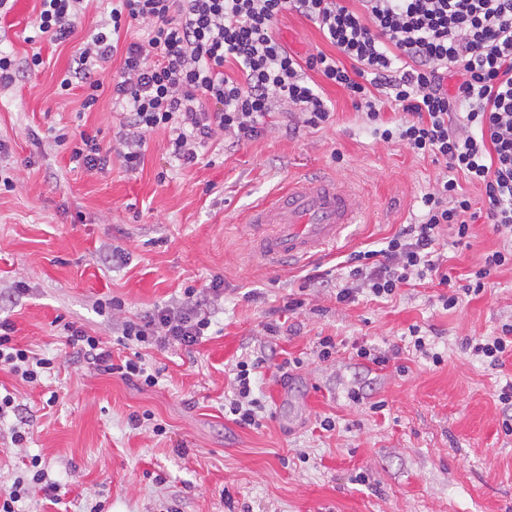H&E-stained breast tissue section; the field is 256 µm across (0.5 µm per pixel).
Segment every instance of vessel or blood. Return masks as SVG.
<instances>
[{
    "label": "vessel or blood",
    "mask_w": 512,
    "mask_h": 512,
    "mask_svg": "<svg viewBox=\"0 0 512 512\" xmlns=\"http://www.w3.org/2000/svg\"><path fill=\"white\" fill-rule=\"evenodd\" d=\"M358 217L356 198L344 185L304 178L257 206L249 222L257 252L276 265L335 245Z\"/></svg>",
    "instance_id": "vessel-or-blood-1"
}]
</instances>
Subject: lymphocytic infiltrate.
Masks as SVG:
<instances>
[{
    "label": "lymphocytic infiltrate",
    "instance_id": "f902f5d3",
    "mask_svg": "<svg viewBox=\"0 0 512 512\" xmlns=\"http://www.w3.org/2000/svg\"><path fill=\"white\" fill-rule=\"evenodd\" d=\"M39 2V37L69 39L84 0ZM286 11L313 21L336 54L301 59L290 53L276 35ZM136 23L146 24V36L121 44ZM120 48L123 64L111 83L124 120L111 155L97 136L80 132L71 161L86 171L104 168L113 156L136 170L148 135L161 128L175 132L172 155L193 164L216 135L235 144L261 137L279 101L299 110L305 126L322 127L332 117L320 88L325 81L365 109L381 140L402 141L444 161L450 172L423 195L422 222L406 225L386 248L363 252L369 267L350 270L372 296L391 297L411 280L433 275L450 284L440 270L441 232L454 227L458 242H465L472 208L457 175L483 188L494 232L512 238V0H112L109 23L94 34L61 89L80 83L85 106H92L105 65ZM385 100L402 108L404 120L384 119ZM223 295L224 282L216 278L205 292L185 289L171 304L123 321L115 346L134 354L118 363L113 346L74 324H64L65 341L99 373L152 387L158 373L142 348H193L212 326L204 299ZM14 332V323L0 318V370L42 384L53 359L15 343ZM265 362L253 354L233 368L224 412L239 426L261 424L264 404L254 387ZM30 466L28 482L0 494V512H16L36 487L59 501L60 486L47 482L39 459L31 458Z\"/></svg>",
    "mask_w": 512,
    "mask_h": 512
}]
</instances>
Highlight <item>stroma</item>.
I'll return each instance as SVG.
<instances>
[{
    "mask_svg": "<svg viewBox=\"0 0 512 512\" xmlns=\"http://www.w3.org/2000/svg\"><path fill=\"white\" fill-rule=\"evenodd\" d=\"M112 0H87L63 43L33 41L34 28L0 25V53H40L43 64L21 71L0 90V315L22 346L54 358L56 369L31 388L0 371V392L14 393L32 437L12 444L14 415L0 418V491L26 478L39 457L63 495L22 498L19 512H512V417L498 398L512 382V358L491 369L464 341L493 336L512 323V268L491 271L480 294L444 308L443 285L404 287L385 299L358 291L337 300L336 284L351 254L383 248L403 225L420 220L421 198L447 174L444 162L382 141L363 110L338 87L323 84L330 124L286 136L272 127L254 141L216 137L197 163L171 154L170 130L153 132L142 165L112 161L88 173L70 161L59 134L97 133L103 147L123 120L104 89L93 107L84 90L60 82L108 20ZM289 51L305 56L336 49L309 19L280 16ZM323 177L356 196L361 222L334 248L273 266L256 252L250 210L297 178ZM504 240L486 217L470 226L468 244L447 248L452 278L478 270ZM224 281L211 307L212 328L185 350L149 351L159 382L146 387L99 374L66 345L61 322L109 342L117 320L99 306L117 298L130 319L171 303L185 288ZM27 294H11L13 281ZM303 300L295 313L283 306ZM277 322L279 335L264 325ZM433 331L441 364L409 352L411 325ZM334 337L322 360L316 342ZM359 345L384 353L376 366ZM264 350L255 392L266 404L261 426L224 415L229 370L245 353ZM300 367L283 377L284 359ZM361 398L352 401L351 390ZM150 412L166 426L131 430L130 413ZM331 418L335 428L318 422Z\"/></svg>",
    "mask_w": 512,
    "mask_h": 512,
    "instance_id": "35a3bbf8",
    "label": "stroma"
}]
</instances>
